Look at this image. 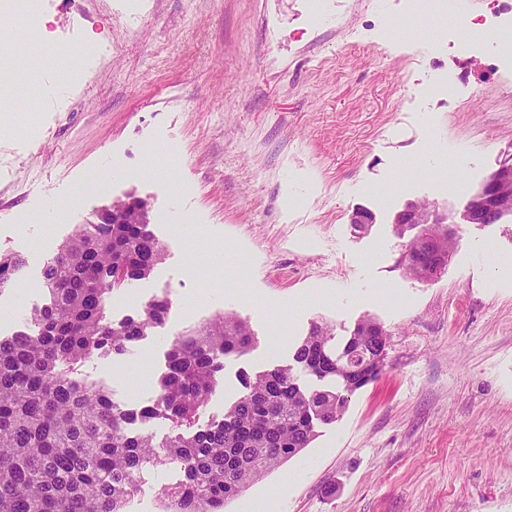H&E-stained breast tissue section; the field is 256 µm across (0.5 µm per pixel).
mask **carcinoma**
Returning a JSON list of instances; mask_svg holds the SVG:
<instances>
[{
	"instance_id": "carcinoma-1",
	"label": "carcinoma",
	"mask_w": 512,
	"mask_h": 512,
	"mask_svg": "<svg viewBox=\"0 0 512 512\" xmlns=\"http://www.w3.org/2000/svg\"><path fill=\"white\" fill-rule=\"evenodd\" d=\"M164 248L146 224H83L43 267L50 304L33 310L29 331L0 339V512H125L144 465H180L184 480L162 492L163 512H221L251 481L296 456L335 423L348 395L380 374L383 326L360 321L331 351L332 329L315 325L294 361L333 390H305L290 367L243 381L246 393L221 423L184 435L219 384L224 360L245 355L253 334L220 313L175 338L157 402L138 411L115 405L103 386L73 377L97 355H124L163 324L169 300L155 297L117 323L105 317L112 291L148 278ZM25 265L0 254V292ZM163 418L173 435L162 444L129 425Z\"/></svg>"
}]
</instances>
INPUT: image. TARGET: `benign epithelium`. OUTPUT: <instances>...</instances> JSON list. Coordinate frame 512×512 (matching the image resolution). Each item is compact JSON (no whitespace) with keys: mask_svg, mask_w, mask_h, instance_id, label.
Returning a JSON list of instances; mask_svg holds the SVG:
<instances>
[{"mask_svg":"<svg viewBox=\"0 0 512 512\" xmlns=\"http://www.w3.org/2000/svg\"><path fill=\"white\" fill-rule=\"evenodd\" d=\"M478 196L480 205L464 210L463 223L485 224L493 218L512 216V154L506 156L499 167L488 175L478 189ZM128 205L134 207L135 223H151L149 203L132 194L101 207L95 212V217L101 224H125L127 219L124 210ZM393 223L417 229L413 237L415 247L405 248L401 256V265L413 264L419 272V279L423 281L437 279L446 269L450 252L436 250L429 245L431 233L427 226L448 225V239L455 242L458 237L457 228L448 224V216L438 213L427 204L409 202L404 209L396 213Z\"/></svg>","mask_w":512,"mask_h":512,"instance_id":"benign-epithelium-1","label":"benign epithelium"}]
</instances>
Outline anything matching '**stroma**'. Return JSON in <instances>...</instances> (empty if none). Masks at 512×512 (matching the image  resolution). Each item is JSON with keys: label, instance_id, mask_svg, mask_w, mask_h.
<instances>
[{"label": "stroma", "instance_id": "1", "mask_svg": "<svg viewBox=\"0 0 512 512\" xmlns=\"http://www.w3.org/2000/svg\"><path fill=\"white\" fill-rule=\"evenodd\" d=\"M45 0L36 32L9 10L0 41V253L26 264L0 291V337L48 304L46 261L94 210L148 200L165 259L106 317L167 296L163 326L77 378L120 407L153 404L171 342L218 313L254 344L224 363L199 426L220 422L246 376L294 362L313 324L345 341L359 320L389 334L377 379L308 448L268 470L223 512H512V217L465 224L471 195L512 151V41L506 0H456V16L391 27L407 0ZM476 38L448 34L457 19ZM277 31L265 39V26ZM52 43L40 57L36 36ZM79 55L85 78L57 79ZM439 75L454 97L427 94ZM112 170L93 195L89 175ZM70 200L64 223L50 198ZM424 201L459 222L445 272L422 282L400 258L394 214ZM370 211L358 229L351 218ZM145 369L139 384L135 372ZM180 466H146L126 512H162Z\"/></svg>", "mask_w": 512, "mask_h": 512}]
</instances>
